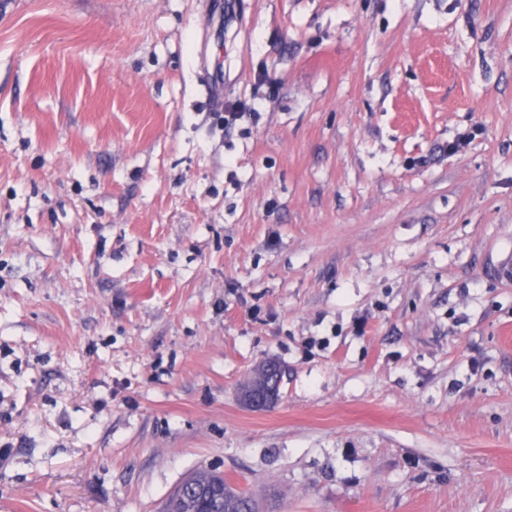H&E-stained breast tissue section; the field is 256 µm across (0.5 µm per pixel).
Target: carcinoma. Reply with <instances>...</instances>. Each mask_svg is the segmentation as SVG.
<instances>
[{
	"label": "carcinoma",
	"mask_w": 512,
	"mask_h": 512,
	"mask_svg": "<svg viewBox=\"0 0 512 512\" xmlns=\"http://www.w3.org/2000/svg\"><path fill=\"white\" fill-rule=\"evenodd\" d=\"M192 492H173L163 512H261L259 502L248 492L228 484L224 475L201 469L190 476Z\"/></svg>",
	"instance_id": "carcinoma-1"
}]
</instances>
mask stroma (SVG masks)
<instances>
[{
	"mask_svg": "<svg viewBox=\"0 0 512 512\" xmlns=\"http://www.w3.org/2000/svg\"><path fill=\"white\" fill-rule=\"evenodd\" d=\"M509 255L512 0H0V512H512ZM266 363H273L267 364ZM260 367H258L251 378L244 383L241 389L245 391H250L253 385V380L258 373V371L263 367V370L260 372V376L257 378V382L253 387L252 393H247L243 396L244 403L255 410H265L273 406L274 402L277 400L275 395L278 394V389L280 387V376L275 375L278 371L277 363L273 361L266 362ZM279 366V365H278ZM188 479L193 482L191 494L179 495L177 488L166 501L164 512L269 511L261 510L259 502L248 492L228 484L220 472L201 469Z\"/></svg>",
	"mask_w": 512,
	"mask_h": 512,
	"instance_id": "1",
	"label": "stroma"
}]
</instances>
